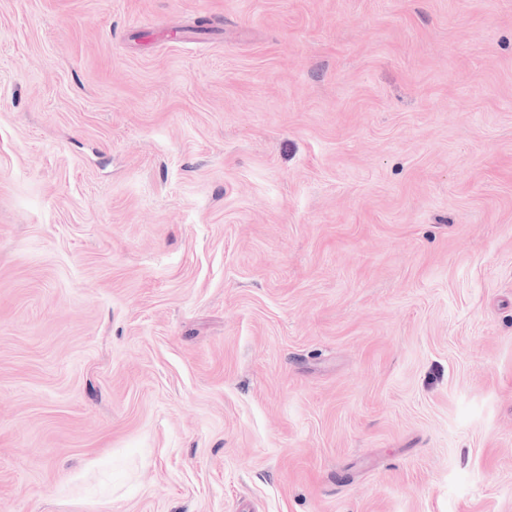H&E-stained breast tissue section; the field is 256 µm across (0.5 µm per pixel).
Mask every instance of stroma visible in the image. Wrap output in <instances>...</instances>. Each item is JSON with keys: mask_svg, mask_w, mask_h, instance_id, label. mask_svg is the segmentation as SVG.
Returning a JSON list of instances; mask_svg holds the SVG:
<instances>
[{"mask_svg": "<svg viewBox=\"0 0 512 512\" xmlns=\"http://www.w3.org/2000/svg\"><path fill=\"white\" fill-rule=\"evenodd\" d=\"M0 512H512V0H0Z\"/></svg>", "mask_w": 512, "mask_h": 512, "instance_id": "1", "label": "stroma"}]
</instances>
